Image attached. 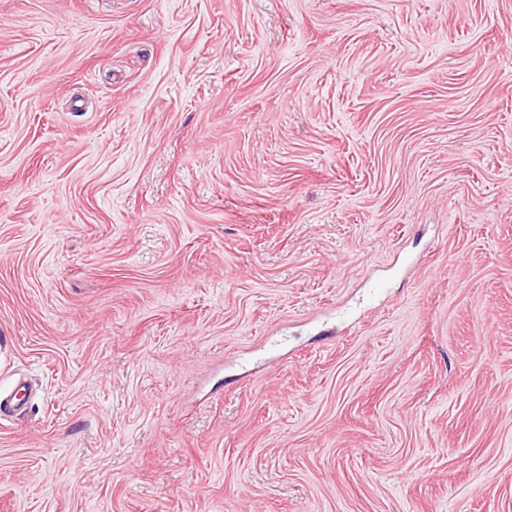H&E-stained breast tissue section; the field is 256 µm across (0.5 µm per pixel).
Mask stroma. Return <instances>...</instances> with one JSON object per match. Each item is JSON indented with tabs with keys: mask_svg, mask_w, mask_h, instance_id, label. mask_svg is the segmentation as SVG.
Wrapping results in <instances>:
<instances>
[{
	"mask_svg": "<svg viewBox=\"0 0 512 512\" xmlns=\"http://www.w3.org/2000/svg\"><path fill=\"white\" fill-rule=\"evenodd\" d=\"M0 512H512V0H0ZM30 394V385L27 382L19 381L8 396L5 398L0 396V421L13 420L15 416L20 415Z\"/></svg>",
	"mask_w": 512,
	"mask_h": 512,
	"instance_id": "obj_1",
	"label": "stroma"
}]
</instances>
